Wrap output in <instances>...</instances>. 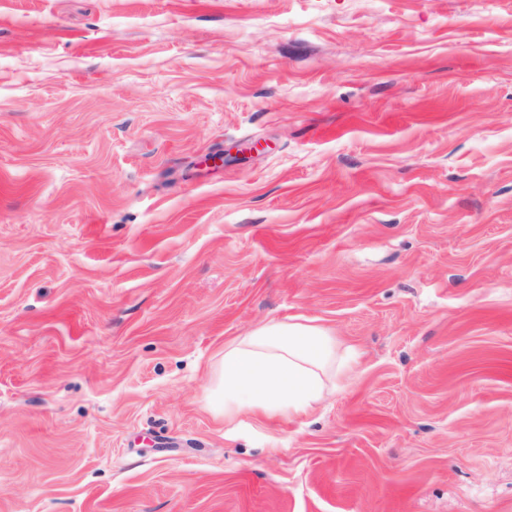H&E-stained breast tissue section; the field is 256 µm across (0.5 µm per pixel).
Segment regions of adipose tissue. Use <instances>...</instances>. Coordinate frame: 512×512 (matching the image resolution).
<instances>
[{
  "instance_id": "ef3b65f1",
  "label": "adipose tissue",
  "mask_w": 512,
  "mask_h": 512,
  "mask_svg": "<svg viewBox=\"0 0 512 512\" xmlns=\"http://www.w3.org/2000/svg\"><path fill=\"white\" fill-rule=\"evenodd\" d=\"M351 370L320 327L272 322L224 350L218 384L224 419L269 420L308 414L325 398L329 380Z\"/></svg>"
}]
</instances>
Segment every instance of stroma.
Returning <instances> with one entry per match:
<instances>
[{
	"mask_svg": "<svg viewBox=\"0 0 512 512\" xmlns=\"http://www.w3.org/2000/svg\"><path fill=\"white\" fill-rule=\"evenodd\" d=\"M0 512H512V0H0ZM350 356L338 359L333 337L318 326L272 322L256 329L224 348V421L308 414L325 399L327 381L348 376Z\"/></svg>",
	"mask_w": 512,
	"mask_h": 512,
	"instance_id": "35a3bbf8",
	"label": "stroma"
}]
</instances>
